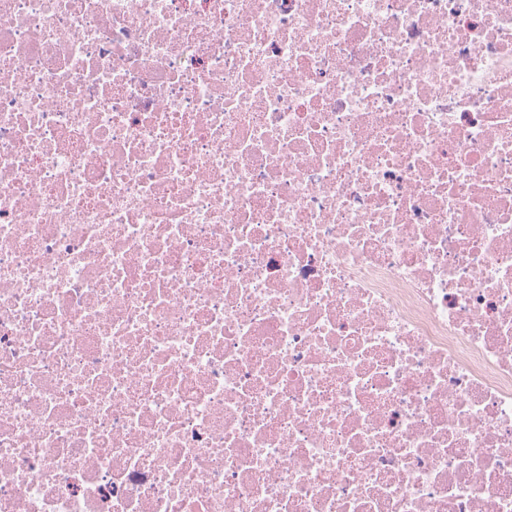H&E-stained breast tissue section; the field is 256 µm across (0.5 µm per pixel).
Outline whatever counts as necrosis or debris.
<instances>
[{
    "mask_svg": "<svg viewBox=\"0 0 512 512\" xmlns=\"http://www.w3.org/2000/svg\"><path fill=\"white\" fill-rule=\"evenodd\" d=\"M0 512H512V0H0Z\"/></svg>",
    "mask_w": 512,
    "mask_h": 512,
    "instance_id": "necrosis-or-debris-1",
    "label": "necrosis or debris"
}]
</instances>
